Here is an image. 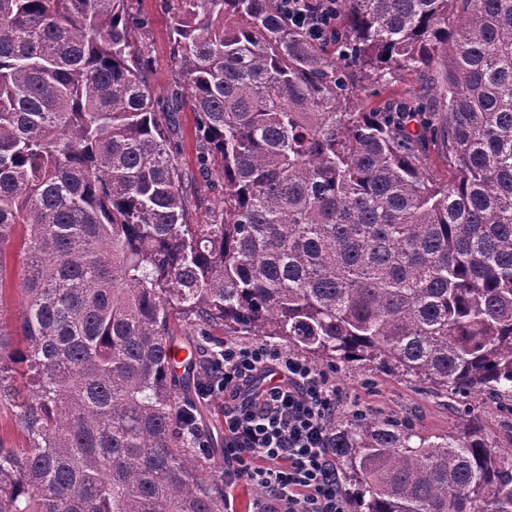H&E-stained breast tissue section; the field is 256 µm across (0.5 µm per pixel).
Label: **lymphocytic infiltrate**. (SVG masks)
<instances>
[{"mask_svg": "<svg viewBox=\"0 0 512 512\" xmlns=\"http://www.w3.org/2000/svg\"><path fill=\"white\" fill-rule=\"evenodd\" d=\"M313 42L336 29V0H282ZM201 397L224 398V512L235 488H259L253 512H347L336 416L345 403L335 381L305 359L267 344L225 341L206 358Z\"/></svg>", "mask_w": 512, "mask_h": 512, "instance_id": "1", "label": "lymphocytic infiltrate"}]
</instances>
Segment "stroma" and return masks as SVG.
I'll return each mask as SVG.
<instances>
[{"instance_id":"stroma-1","label":"stroma","mask_w":512,"mask_h":512,"mask_svg":"<svg viewBox=\"0 0 512 512\" xmlns=\"http://www.w3.org/2000/svg\"><path fill=\"white\" fill-rule=\"evenodd\" d=\"M180 7L179 0L126 2L135 40L145 54V76L156 92V109L176 115V128L170 142L180 168L192 179L193 217L203 224L219 214L217 204L224 197V179L199 171L197 116L188 103L174 99L175 48L171 31ZM24 238V228H17L4 254L0 255L5 263V275L0 278V330L9 335L14 345L20 341L19 323L23 314L19 267ZM332 378L347 396L342 415H349L357 407L379 419L408 421L417 436L435 438L455 430L460 415L464 414L479 423L494 443L503 447L512 445V416L501 415L490 400L465 402L451 396H437L406 379L357 364L340 367Z\"/></svg>"}]
</instances>
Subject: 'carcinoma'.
I'll use <instances>...</instances> for the list:
<instances>
[{"label":"carcinoma","instance_id":"cac0c4a2","mask_svg":"<svg viewBox=\"0 0 512 512\" xmlns=\"http://www.w3.org/2000/svg\"><path fill=\"white\" fill-rule=\"evenodd\" d=\"M125 2L0 0V250L27 228L24 346L3 355L0 332L25 443H0V512H224L173 319L512 415V0H338L333 56L280 0H181L175 76L224 176L206 224ZM404 69L433 97L355 107L356 74L384 90ZM459 427L415 444L336 422L365 512H512V448Z\"/></svg>","mask_w":512,"mask_h":512}]
</instances>
